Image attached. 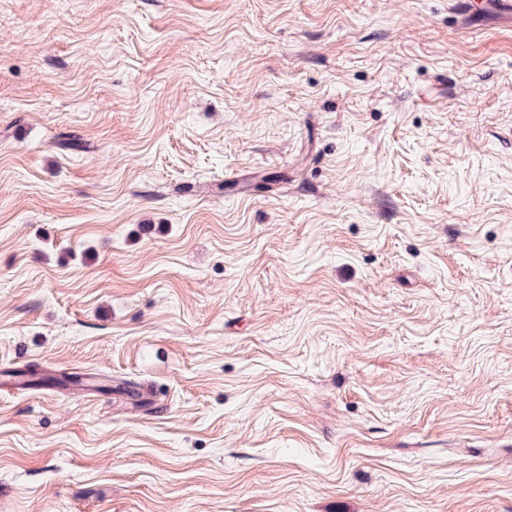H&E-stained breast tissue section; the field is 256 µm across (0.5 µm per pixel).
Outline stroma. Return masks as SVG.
Instances as JSON below:
<instances>
[{
    "mask_svg": "<svg viewBox=\"0 0 512 512\" xmlns=\"http://www.w3.org/2000/svg\"><path fill=\"white\" fill-rule=\"evenodd\" d=\"M475 2L0 0V512H512Z\"/></svg>",
    "mask_w": 512,
    "mask_h": 512,
    "instance_id": "1",
    "label": "stroma"
}]
</instances>
